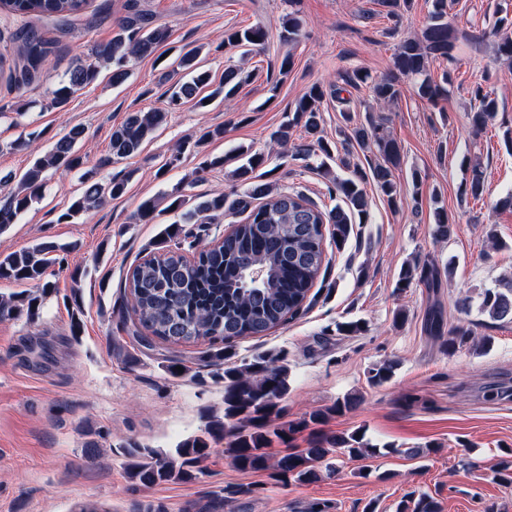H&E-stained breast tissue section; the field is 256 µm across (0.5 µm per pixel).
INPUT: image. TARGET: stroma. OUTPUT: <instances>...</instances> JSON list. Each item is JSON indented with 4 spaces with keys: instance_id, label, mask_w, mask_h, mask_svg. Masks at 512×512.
<instances>
[{
    "instance_id": "stroma-1",
    "label": "stroma",
    "mask_w": 512,
    "mask_h": 512,
    "mask_svg": "<svg viewBox=\"0 0 512 512\" xmlns=\"http://www.w3.org/2000/svg\"><path fill=\"white\" fill-rule=\"evenodd\" d=\"M127 2L91 0L65 19L0 9L5 68L17 62L27 30L49 42L48 58L31 84L0 73V195L11 189L5 176L23 173L30 163L29 156L10 150L12 140L34 133L46 149L75 125L86 130L83 149L90 166L100 176L128 179L120 198L75 223L60 224L57 216L84 184L79 172H48L40 202L0 235L4 254L43 240L69 249V265L51 272L53 288L38 315L0 319V512H73L78 503L102 504L112 512H143L148 504L161 512H308L317 502L327 512H363L371 501L379 512H396L400 500L414 491L437 498L443 512L489 507L512 512V484H501L493 472L500 448L512 447V400L494 396L497 387H512V323L495 321L478 308L485 289L512 278V209L497 205L512 192V148L505 146L498 124L476 135L468 118L478 87L512 116V64L497 59L493 34L497 9L512 13V0H448V21L458 40L449 57L428 68L433 78H447V96L430 103L419 97L414 81L403 78L397 100L381 114L404 156L394 180L407 196L421 187L420 205L392 211L376 187L367 186L369 220L353 224L343 249L327 246L326 281L307 311L235 347L240 363L287 351L285 420H300L350 393L361 395L355 410L332 417L322 429L363 430L379 448L376 457L340 453L334 474L282 486L266 473L238 471L219 441L195 480L148 489L128 480L121 442L173 451L199 433L209 417L223 416L224 383L207 339L159 342L148 350L126 332L120 284L130 267L157 252L165 228L178 219L164 212L153 222L137 223L134 214L144 200L177 187L199 196L227 190L226 170L197 177L204 158H232L240 147L268 151L272 132L312 84L338 81L352 70L367 71L374 79L388 73L399 41L420 35L426 26L431 0H413L397 26L381 0H136L172 30L161 59L131 62V76L119 85L109 68H101L95 83L65 107H53L49 91L95 46L111 39ZM293 10L304 23V36L291 46L280 34ZM253 25L264 28L267 42L264 52L245 61L238 50L224 46V31ZM194 47L200 50L198 66L211 75V88L222 85L225 68L233 64H246L257 76L209 107L183 104L139 153L110 159L113 125L165 98L168 86L160 73ZM288 53L293 66L283 78L278 67ZM373 104L367 84L321 102V127L336 145L335 158L346 156L361 165L373 161L372 153L347 144L353 126L365 122ZM216 125L223 126V138L197 144L200 129ZM180 143L185 146L180 164L167 168ZM474 162L480 163L486 185L477 200L463 193ZM268 179L280 191L302 192L324 209L335 205L324 178L303 160L284 156ZM438 208L455 223L444 243L433 237ZM490 229L502 248H491ZM424 256L454 262L453 278L435 288L416 281L397 291L403 265ZM76 265L84 271L77 283L71 279ZM74 292L82 302L76 333L66 302ZM464 296L471 299L465 313L457 304ZM400 309L407 320L397 325L393 315ZM431 311L447 327L471 324L478 335L490 337V344L448 353L425 329ZM357 319L368 323L363 334L337 333V323ZM173 359L181 360L182 374L169 372ZM386 360L398 363L393 378L369 386L367 370ZM91 438L99 454L89 460L84 448Z\"/></svg>"
}]
</instances>
